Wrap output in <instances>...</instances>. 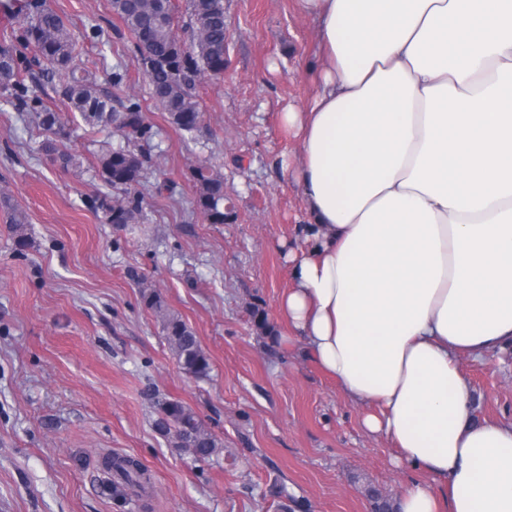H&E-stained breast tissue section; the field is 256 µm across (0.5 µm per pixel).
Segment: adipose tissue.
I'll use <instances>...</instances> for the list:
<instances>
[{
  "label": "adipose tissue",
  "mask_w": 512,
  "mask_h": 512,
  "mask_svg": "<svg viewBox=\"0 0 512 512\" xmlns=\"http://www.w3.org/2000/svg\"><path fill=\"white\" fill-rule=\"evenodd\" d=\"M317 89L281 115L308 222L278 304L396 463L397 512H512V420L462 358L512 344V0H298Z\"/></svg>",
  "instance_id": "adipose-tissue-1"
}]
</instances>
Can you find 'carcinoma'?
<instances>
[{"instance_id": "obj_1", "label": "carcinoma", "mask_w": 512, "mask_h": 512, "mask_svg": "<svg viewBox=\"0 0 512 512\" xmlns=\"http://www.w3.org/2000/svg\"><path fill=\"white\" fill-rule=\"evenodd\" d=\"M113 12L130 32L136 49L150 54L147 69L149 96L157 108L166 112L176 128L188 134L200 131L202 110L197 85L206 75L218 76L225 68L224 0H188L186 29L188 38L174 32L172 4L163 0H111ZM0 12L13 21L25 20L18 28L3 32L0 45V99L18 112L37 114L38 126L51 134L42 144L50 160L80 166L73 155L59 151L57 142L67 133L57 113L46 108L38 92L49 84L71 110L93 132H116L127 142L137 143L152 137V125L137 102L123 107L131 120L114 125L116 110L111 98L102 92L96 71L107 68L106 57L87 65L81 61L82 47L71 37L63 17L44 0H0ZM147 156L123 149H112L98 158L103 182L122 193V199L108 195L98 198L99 207L110 224H142L146 219L145 197L140 190L145 178ZM195 206L210 224L224 223V179L199 166L193 169ZM27 216L17 209L10 214L16 249L26 246L23 227ZM146 306L162 319V330L181 368L196 379L209 376L210 362L197 336L180 318L165 312L155 291H142ZM254 325L267 336L276 335L266 312L253 307ZM157 426L171 435L174 447L200 462H209L220 452L219 444L203 421L180 401L159 404ZM107 469L124 484L140 487L147 481L146 470L124 457H108Z\"/></svg>"}]
</instances>
